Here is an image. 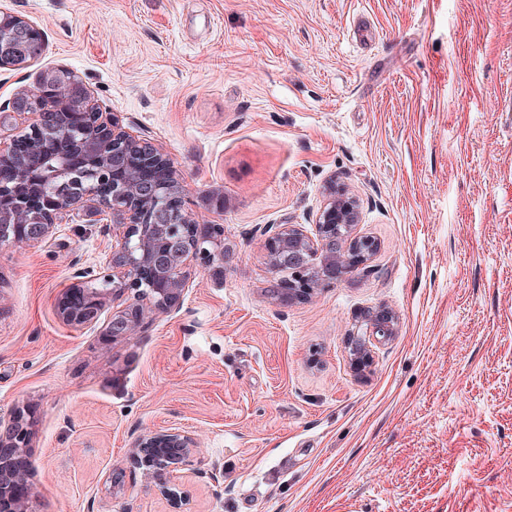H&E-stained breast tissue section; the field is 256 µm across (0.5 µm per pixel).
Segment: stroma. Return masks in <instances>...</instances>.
Masks as SVG:
<instances>
[{
  "mask_svg": "<svg viewBox=\"0 0 512 512\" xmlns=\"http://www.w3.org/2000/svg\"><path fill=\"white\" fill-rule=\"evenodd\" d=\"M0 4L47 44L0 71V102L76 72L231 252L223 274L192 265L179 311L106 343V318L57 314L110 250L102 225L0 247V413L36 412L35 512H172L129 458L167 427L200 442L173 479L190 512H512V0ZM331 179L378 249L281 304L272 227H311ZM382 304L398 334L355 371L345 340Z\"/></svg>",
  "mask_w": 512,
  "mask_h": 512,
  "instance_id": "stroma-1",
  "label": "stroma"
}]
</instances>
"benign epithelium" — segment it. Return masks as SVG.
Wrapping results in <instances>:
<instances>
[{"label":"benign epithelium","mask_w":512,"mask_h":512,"mask_svg":"<svg viewBox=\"0 0 512 512\" xmlns=\"http://www.w3.org/2000/svg\"><path fill=\"white\" fill-rule=\"evenodd\" d=\"M31 31L24 18L0 9V69L45 54V41L31 37ZM57 83L63 84V94L85 117L83 131L77 135L61 122L48 125L54 108L43 89ZM18 119L26 122L23 134L0 141V157L11 155L21 141L36 151L43 139L57 135L71 140L75 154L98 172L81 182L65 160L40 177L22 167L14 171V180L27 184L24 195L15 192L12 182L1 180L0 198L12 203L0 204V245L39 244L75 215L96 224L101 214H112V250L102 259L106 287H89L91 279L79 272L81 280L64 290L58 305L63 323L90 327L108 301L122 298L123 306L112 312L102 336L127 338L137 333L149 313L181 307L194 262L215 273L223 271L228 252L223 225L194 220L185 209L184 181L169 159L146 139L126 131L116 114L100 111L76 74L66 69L42 72L32 88L0 103V130ZM359 223L356 197L346 187L328 183L315 215V234L301 224H280L268 241L272 267L282 269L285 260L289 266L288 278L270 289L271 297L288 303L306 300L365 265L377 243L354 233ZM398 329L399 316L389 306L361 314L347 337L353 367L370 363L372 345L393 339ZM34 419L33 412L19 408L7 418L0 416V512H33L25 456ZM195 448V438L180 428L147 431L132 444L133 461L157 481L176 512H187L186 502L169 487L166 476L189 465Z\"/></svg>","instance_id":"benign-epithelium-1"}]
</instances>
